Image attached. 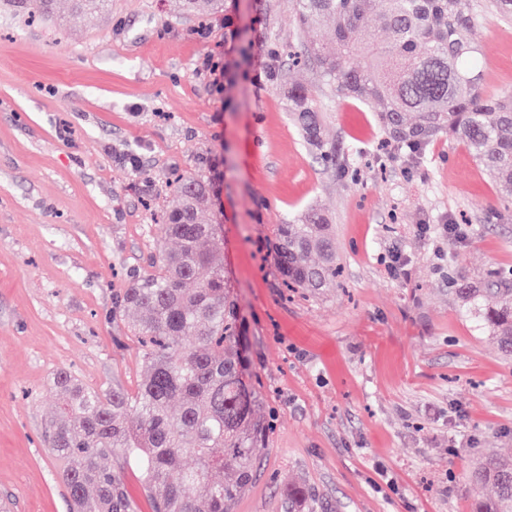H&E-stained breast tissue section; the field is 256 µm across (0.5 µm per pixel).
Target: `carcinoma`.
Returning <instances> with one entry per match:
<instances>
[{
  "label": "carcinoma",
  "instance_id": "carcinoma-1",
  "mask_svg": "<svg viewBox=\"0 0 512 512\" xmlns=\"http://www.w3.org/2000/svg\"><path fill=\"white\" fill-rule=\"evenodd\" d=\"M17 11L56 0H0ZM481 12L512 23V0H298L301 29L334 34L304 46L321 81L379 113L383 131L412 152L446 135L467 145L512 200V96L483 91L480 48L469 32ZM288 111L317 159L336 164L312 91L288 87ZM207 184L188 174L161 225L175 248L150 259L123 290L115 312L135 314L145 376L136 391L93 389L60 370L57 405L43 438L59 464L73 512H139L124 476L104 461L121 453L137 471L153 512H230L257 473L274 419L261 418L259 382L247 373L236 331L238 306L224 279L223 240L206 208ZM274 261L285 280L322 291L336 284L333 225L317 207L273 227ZM512 275L486 288H458L512 357ZM489 485L473 512H512V456L489 455L472 475ZM288 512H317L304 487L288 490Z\"/></svg>",
  "mask_w": 512,
  "mask_h": 512
}]
</instances>
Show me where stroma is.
<instances>
[{"label": "stroma", "mask_w": 512, "mask_h": 512, "mask_svg": "<svg viewBox=\"0 0 512 512\" xmlns=\"http://www.w3.org/2000/svg\"><path fill=\"white\" fill-rule=\"evenodd\" d=\"M296 0H109L54 20L0 12V502L69 512L42 442L60 370L104 390L142 376L122 289L157 251L178 175H202L224 237L261 414L274 429L230 512H472L471 475L512 451V359L448 285L512 271V211L447 137L417 155L376 113L292 63ZM485 91L512 93V25L472 29ZM312 89L338 155L324 167L283 93ZM320 206L335 227L333 288L288 289L274 225ZM457 234H449V225ZM289 512H317L315 496L304 487H294L288 490Z\"/></svg>", "instance_id": "35a3bbf8"}]
</instances>
